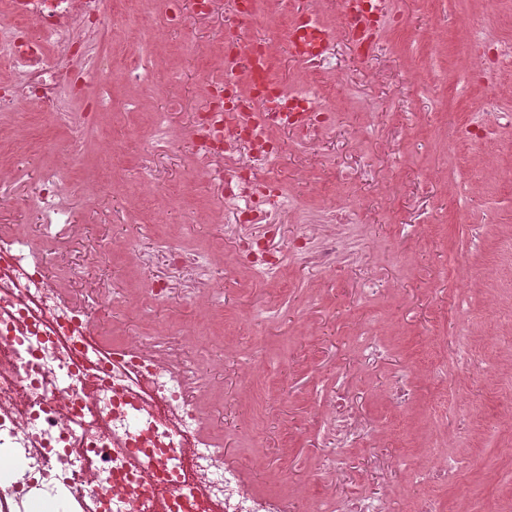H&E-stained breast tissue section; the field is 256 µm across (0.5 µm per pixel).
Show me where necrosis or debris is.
Here are the masks:
<instances>
[{"mask_svg": "<svg viewBox=\"0 0 512 512\" xmlns=\"http://www.w3.org/2000/svg\"><path fill=\"white\" fill-rule=\"evenodd\" d=\"M161 20L152 35L190 32L192 19L208 15L214 0H161ZM232 32L207 42L192 40L219 77L207 84L204 105L186 132L168 120L179 109L154 112L149 151L189 143L194 162L221 192L214 209L238 241V259L252 279H278L286 261L332 271L338 262L361 263L355 213L344 205L317 210L295 200L275 174L281 154L278 132L303 143L323 140L335 124L329 100L336 89L333 45L313 44L298 63L293 85L277 81L273 66L281 48L272 34L252 38V55L241 60L234 30L259 17L257 0H230ZM101 0H8L0 12V72L10 83L0 107L39 104L68 123L71 146L82 151L93 121L78 111L73 85L92 87L112 59L97 41ZM32 203L40 239L0 232V454L20 458V472H0V512H29L33 502L54 501L65 491L75 512H296L284 495L256 491L222 448L203 432L198 398L208 380L184 352L185 330L162 340L131 338L104 347L97 303L63 295L46 272L49 244L71 238L76 189L70 169L48 167ZM299 224L298 237L270 247L285 219ZM176 277L209 285L207 249L163 240ZM329 391L324 435L332 447L318 472L342 476L346 451L358 439H380ZM152 464L138 468L136 459ZM310 512H389L386 493L339 497L328 493Z\"/></svg>", "mask_w": 512, "mask_h": 512, "instance_id": "4bbe7bcc", "label": "necrosis or debris"}]
</instances>
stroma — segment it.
<instances>
[{"mask_svg":"<svg viewBox=\"0 0 512 512\" xmlns=\"http://www.w3.org/2000/svg\"><path fill=\"white\" fill-rule=\"evenodd\" d=\"M342 4L320 0L336 43L335 132L314 145L279 133L277 175L313 208L354 209L363 231L361 264L325 272L290 263L276 282H254L233 265L237 242L210 208L218 186L194 176L186 144L155 155L148 162L155 179L146 180L151 112L178 99L170 119L187 128L202 106L201 86L215 77L180 32H169L149 47L157 92L140 98L138 111H124L123 101L137 92L117 76L126 64L119 45L128 29L159 13L156 0L143 4L142 17L106 21L100 43L111 50L116 73L102 89L112 102L97 113L98 135L80 160H73L70 130L53 112L38 105L11 111L25 138L26 177L0 201V229L39 237L31 197L46 165L71 164L81 188L97 179L94 206L74 209L78 234L48 256L50 276L71 296L106 299L101 336L108 344L117 335L208 323L207 349L185 352L199 357V371L212 383L209 426L253 487L294 496L297 512H308L319 494L311 477L326 452L320 397L338 382L359 417L385 433L349 449L337 494L383 486L392 512H412L429 493L442 512H512V482L496 479L512 469V424L501 419L512 351L493 342L512 336V255L500 248L512 236V121L466 146L455 137L490 93L512 109V79L478 75L461 61L469 29H488L512 44V0H391L397 22L367 58L343 28ZM103 143L114 151L101 153ZM115 238L131 242L133 254L86 264ZM164 238L216 247L213 297L153 304L136 291L135 275L167 279L170 266L156 251ZM139 254L150 256L148 268L137 269ZM369 281L376 292L367 300L361 290ZM371 329L388 353L368 364L356 342ZM462 331L477 364L448 362ZM401 381L409 400L395 410L386 394ZM449 390L457 393L455 405L433 415ZM442 454L461 465L453 484L433 489L408 479V470L435 466Z\"/></svg>","mask_w":512,"mask_h":512,"instance_id":"35a3bbf8","label":"stroma"}]
</instances>
